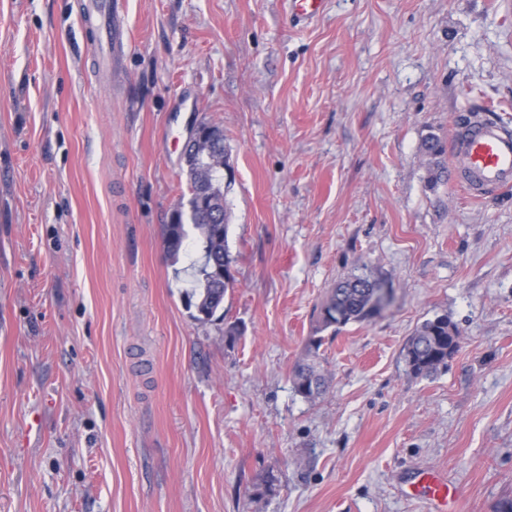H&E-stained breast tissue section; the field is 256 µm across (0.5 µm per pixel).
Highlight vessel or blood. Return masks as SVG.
<instances>
[{
  "label": "vessel or blood",
  "mask_w": 512,
  "mask_h": 512,
  "mask_svg": "<svg viewBox=\"0 0 512 512\" xmlns=\"http://www.w3.org/2000/svg\"><path fill=\"white\" fill-rule=\"evenodd\" d=\"M125 0H88L85 12L95 31L92 42L100 61H108L114 46L125 44L121 20ZM454 157L452 173L469 192L482 195L512 186V129L493 121L457 127L450 145ZM412 496L429 502L433 512H448L449 501H461L460 490L450 489L437 472L421 473L411 488Z\"/></svg>",
  "instance_id": "1"
}]
</instances>
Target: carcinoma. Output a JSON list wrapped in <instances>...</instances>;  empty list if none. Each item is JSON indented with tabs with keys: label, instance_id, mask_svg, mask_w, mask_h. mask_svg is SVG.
Returning <instances> with one entry per match:
<instances>
[{
	"label": "carcinoma",
	"instance_id": "cac0c4a2",
	"mask_svg": "<svg viewBox=\"0 0 512 512\" xmlns=\"http://www.w3.org/2000/svg\"><path fill=\"white\" fill-rule=\"evenodd\" d=\"M427 157V185L435 188L448 179V169L442 163L445 144L435 135L427 136L421 145ZM219 156L201 158L187 167L189 197H198L201 177L207 178L210 196L204 207L183 209L177 222L164 225L167 252L178 261L190 232H195L194 245L201 250V261L196 268V286L187 293L188 304L193 306L198 321H208L224 303V294L234 286V278L221 280L217 266L231 267L232 258L227 244L229 214L224 200V144L214 147ZM376 282L352 274L336 283L321 305V324L325 329L339 328L350 322L363 321L372 316L374 286ZM459 330L446 317L426 319L408 338L405 360L416 376L429 377L447 366L448 352H456L459 345L453 337ZM293 388L301 397L313 400L326 390L325 378L310 364L298 365L293 373Z\"/></svg>",
	"mask_w": 512,
	"mask_h": 512
}]
</instances>
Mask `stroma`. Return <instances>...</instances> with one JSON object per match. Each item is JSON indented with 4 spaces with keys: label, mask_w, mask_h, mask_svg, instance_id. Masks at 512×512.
Masks as SVG:
<instances>
[{
    "label": "stroma",
    "mask_w": 512,
    "mask_h": 512,
    "mask_svg": "<svg viewBox=\"0 0 512 512\" xmlns=\"http://www.w3.org/2000/svg\"><path fill=\"white\" fill-rule=\"evenodd\" d=\"M84 3L0 0V512H429L424 470L501 512L512 188L429 189L419 147L484 108L512 128V0H126L109 65ZM204 121L235 283L200 322L163 227ZM359 269L390 304L322 328ZM438 315L459 348L414 376ZM453 332V335H452ZM459 330L448 321V317H434L419 324L408 338L404 351L405 360L415 376L429 377L445 368L448 353L452 354L459 344H452L453 336H459ZM293 388L301 397L313 400L326 390L325 378L310 364H299L293 373ZM312 383L315 388H312Z\"/></svg>",
    "instance_id": "1"
}]
</instances>
